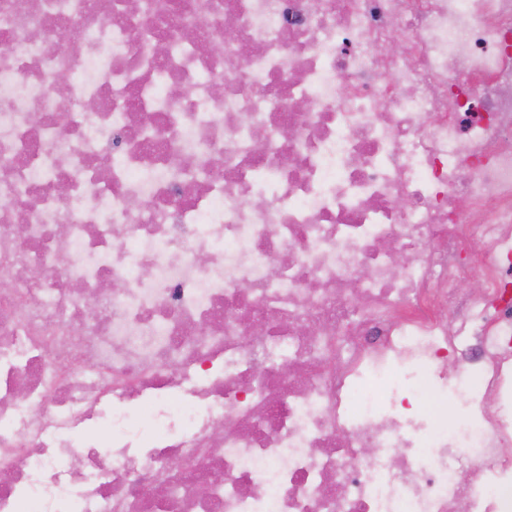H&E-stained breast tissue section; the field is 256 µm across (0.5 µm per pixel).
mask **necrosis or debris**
I'll use <instances>...</instances> for the list:
<instances>
[{"instance_id": "4bbe7bcc", "label": "necrosis or debris", "mask_w": 512, "mask_h": 512, "mask_svg": "<svg viewBox=\"0 0 512 512\" xmlns=\"http://www.w3.org/2000/svg\"><path fill=\"white\" fill-rule=\"evenodd\" d=\"M511 446L512 0H0V512H512Z\"/></svg>"}]
</instances>
